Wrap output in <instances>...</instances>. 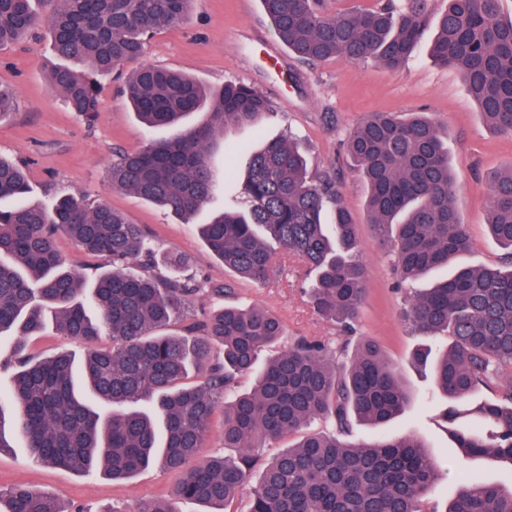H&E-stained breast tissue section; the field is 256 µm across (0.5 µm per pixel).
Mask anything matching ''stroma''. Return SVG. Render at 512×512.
I'll return each mask as SVG.
<instances>
[{
	"instance_id": "1",
	"label": "stroma",
	"mask_w": 512,
	"mask_h": 512,
	"mask_svg": "<svg viewBox=\"0 0 512 512\" xmlns=\"http://www.w3.org/2000/svg\"><path fill=\"white\" fill-rule=\"evenodd\" d=\"M434 34V28H427L413 56L397 70L345 57L306 65L276 38L260 0H194L186 22L157 30L139 60L99 77L98 111L94 118L85 119L71 112L49 85L48 74L59 60L49 33L44 32L0 50V85L16 92L12 109L0 118V157L24 168L32 202L48 208L58 191L81 193L141 225L161 258L169 254L188 257L191 283L198 289L192 298L195 312L227 301L256 303L281 319L287 337L332 339L338 334L336 325L319 316L304 295L307 268L298 258L281 257V274L260 286L225 268L207 252L196 226L209 213L224 208L223 194H216L206 212L189 224L131 192L113 189L108 179L116 155L138 151L149 140L173 134L164 127L142 128L128 108L121 89L136 69L172 68L213 88L236 81L262 92L273 104L272 113L259 124L229 130L226 137L256 146L295 135L308 152L311 171L335 178L363 240L361 260L368 292L357 333L382 346L414 396L400 417L378 430L355 426L352 438L364 442L380 434H416L442 467L427 497L444 512L468 472L506 486L512 484V468L484 458L457 459L443 419L449 403L437 392L431 368L412 362L416 348L427 347L436 357L446 342L413 335L401 319L409 299L430 287L435 277L429 274L397 284L389 256L371 235L367 190L350 167L344 145L348 130L375 112H421L430 117L448 139L457 186L455 204L470 238V248L459 262L478 267L501 265L505 251L486 225L487 176L512 167V136L491 132L460 74L433 62L429 44ZM224 287L229 296H220ZM176 480V474L155 466L121 481L99 472L76 475L31 461L19 438L12 453L0 456V489L23 484L51 495L62 507L80 506L86 512H102L112 505L133 512L139 502L167 498Z\"/></svg>"
}]
</instances>
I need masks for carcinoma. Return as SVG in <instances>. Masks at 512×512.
Wrapping results in <instances>:
<instances>
[{"label":"carcinoma","mask_w":512,"mask_h":512,"mask_svg":"<svg viewBox=\"0 0 512 512\" xmlns=\"http://www.w3.org/2000/svg\"><path fill=\"white\" fill-rule=\"evenodd\" d=\"M0 0V47L45 28L63 64L52 88L70 109L97 111L95 77L138 58L144 37L184 22L193 0ZM278 40L304 64L333 57L404 65L429 22L436 35L430 55L461 73L483 121L512 135V16L501 0H379L372 8L329 12V0H260ZM126 97L147 128L176 126L172 137L151 142L112 162V187L165 207L178 217L205 209L234 174L218 180L211 153L224 147L232 127L256 124L270 101L241 82L209 92L195 78L156 67L135 71ZM346 152L367 186L374 237L387 249L400 282L448 264L469 250L466 225L455 205L448 146L434 121L420 112L400 117L375 113L353 127ZM240 194L198 225L208 252L224 267L265 283L281 254L316 271L309 288L313 309L336 322L342 342L298 338L264 364L260 352L278 343L282 321L271 311L224 305L209 315L187 316L185 333L165 332L190 307L198 289L154 273V247L141 227L109 206L68 191L47 210L27 200L28 181L0 158V334L16 333L14 385L0 397V454L24 439L37 462L77 474L99 469L125 480L152 463L177 474L172 499L225 512L250 484L248 512H438L426 497L441 466L414 435L349 441L353 426L380 427L404 413L410 395L374 340H352L367 288L354 261L362 248L359 225L328 174L311 173L291 137L247 144ZM487 224L507 250L504 269L463 267L418 294L405 313L415 331L445 337L435 385L451 406L448 432L462 457H491L512 466V168L489 176ZM332 215L334 234L323 223ZM64 234L112 270L85 277L64 266L56 242ZM42 301L54 311L56 331L92 348L84 374L92 396L110 408L101 414L76 390L71 357L35 358L29 337L44 329ZM201 384L183 381L191 367ZM242 376L254 378L238 391ZM480 389L494 399L474 401ZM237 392L224 402V394ZM223 411L225 453L197 459ZM332 423L333 434L305 433L313 419ZM298 436L263 460L266 441ZM0 512H64L50 496L16 485L0 492ZM443 512H512V485L467 476Z\"/></svg>","instance_id":"cac0c4a2"}]
</instances>
